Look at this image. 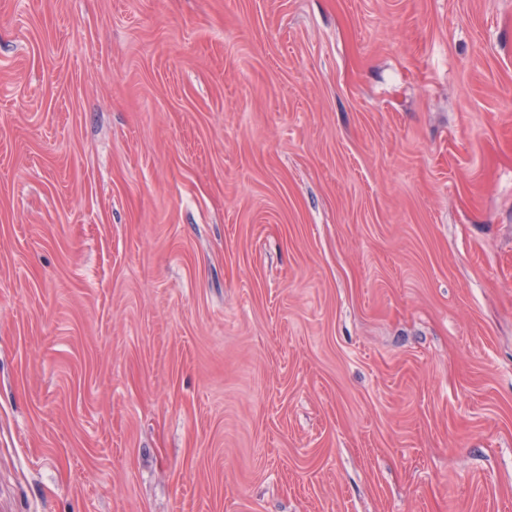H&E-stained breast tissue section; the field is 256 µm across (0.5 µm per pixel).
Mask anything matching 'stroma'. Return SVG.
<instances>
[{
    "mask_svg": "<svg viewBox=\"0 0 512 512\" xmlns=\"http://www.w3.org/2000/svg\"><path fill=\"white\" fill-rule=\"evenodd\" d=\"M0 512H512V0H0Z\"/></svg>",
    "mask_w": 512,
    "mask_h": 512,
    "instance_id": "stroma-1",
    "label": "stroma"
}]
</instances>
